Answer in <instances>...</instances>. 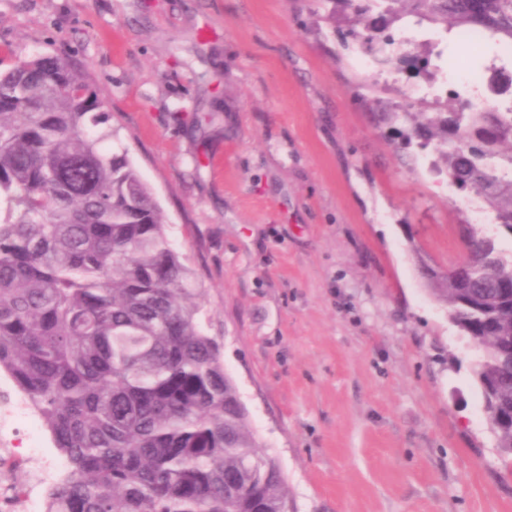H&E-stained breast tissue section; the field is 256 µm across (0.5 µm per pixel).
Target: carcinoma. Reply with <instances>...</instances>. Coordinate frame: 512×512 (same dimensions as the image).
Segmentation results:
<instances>
[{
    "mask_svg": "<svg viewBox=\"0 0 512 512\" xmlns=\"http://www.w3.org/2000/svg\"><path fill=\"white\" fill-rule=\"evenodd\" d=\"M365 24L379 66L394 33L455 28L512 45V0H325ZM448 98L447 112H385L405 145L440 151L437 171L512 236V104ZM103 101L71 66L35 56L0 73V371L39 410L66 459L47 512H293L280 460L263 449L219 347L200 285L169 240L152 189ZM466 269L422 265L432 295L482 355L476 381L498 447L512 443V254L467 227Z\"/></svg>",
    "mask_w": 512,
    "mask_h": 512,
    "instance_id": "obj_1",
    "label": "carcinoma"
}]
</instances>
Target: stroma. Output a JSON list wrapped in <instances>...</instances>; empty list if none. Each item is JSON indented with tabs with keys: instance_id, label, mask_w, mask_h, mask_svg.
Returning <instances> with one entry per match:
<instances>
[{
	"instance_id": "1",
	"label": "stroma",
	"mask_w": 512,
	"mask_h": 512,
	"mask_svg": "<svg viewBox=\"0 0 512 512\" xmlns=\"http://www.w3.org/2000/svg\"><path fill=\"white\" fill-rule=\"evenodd\" d=\"M328 0H0V71L80 70L202 284L250 424L294 512H512L475 367L418 264L464 257L483 206L374 112L491 105L489 53L440 71L365 54Z\"/></svg>"
}]
</instances>
